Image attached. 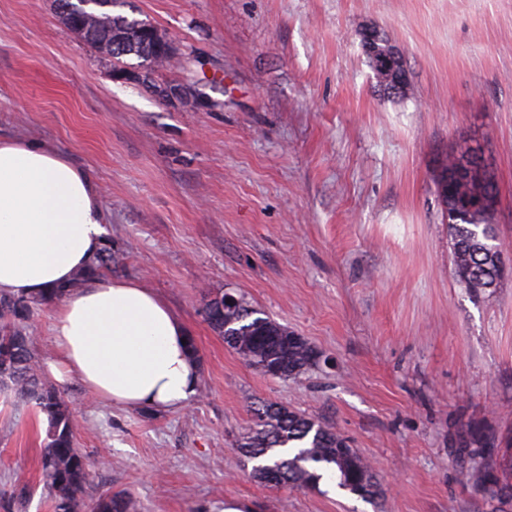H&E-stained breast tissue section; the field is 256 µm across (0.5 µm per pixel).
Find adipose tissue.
<instances>
[{
    "instance_id": "obj_1",
    "label": "adipose tissue",
    "mask_w": 512,
    "mask_h": 512,
    "mask_svg": "<svg viewBox=\"0 0 512 512\" xmlns=\"http://www.w3.org/2000/svg\"><path fill=\"white\" fill-rule=\"evenodd\" d=\"M93 177L62 152L0 138V293L37 296L69 285L106 234ZM70 287V285H69ZM57 378L130 409H169L199 384L184 322L153 291L106 277L70 287L55 309Z\"/></svg>"
}]
</instances>
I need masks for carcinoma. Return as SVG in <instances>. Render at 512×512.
Segmentation results:
<instances>
[{"instance_id": "1", "label": "carcinoma", "mask_w": 512, "mask_h": 512, "mask_svg": "<svg viewBox=\"0 0 512 512\" xmlns=\"http://www.w3.org/2000/svg\"><path fill=\"white\" fill-rule=\"evenodd\" d=\"M145 25L143 20L109 9L87 20L80 36L98 50L112 45L116 59L134 56L145 66L155 59L153 43L129 41ZM462 167V159L448 157L436 179L437 195L448 216L458 281L490 297L504 277L497 265L500 243L492 224L495 187L486 176L463 172ZM114 262L112 249H102L90 266L76 272L73 285L99 277ZM63 294L62 289L39 297L0 294V392L34 404L46 416L39 484L50 512H139V502L130 494L105 491L95 498L89 494L91 472L75 446L78 424L74 412L65 394L42 373L32 348L35 311ZM238 299L233 310L224 309V296L213 299L207 321L246 363L259 371L276 363L280 378H296L312 365L315 352L305 340L261 315L244 296ZM253 416V427L239 441L237 451L257 462L253 467L257 480H262L264 469L277 467L285 474L284 487L316 489L327 477L337 479L339 489L363 499L377 494L370 467L332 427L278 403L260 404L253 408ZM471 479L478 488L512 498V483L501 481L489 466L474 469Z\"/></svg>"}]
</instances>
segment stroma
<instances>
[{
  "mask_svg": "<svg viewBox=\"0 0 512 512\" xmlns=\"http://www.w3.org/2000/svg\"><path fill=\"white\" fill-rule=\"evenodd\" d=\"M180 57L150 86L67 28L55 0H0V138L66 154L101 190L106 246L195 340L199 396L131 410L75 378L61 388L93 463L92 492L140 512H512L477 491L512 455V274L487 297L454 274L435 180L475 160L498 194L512 267V0H125ZM383 30L412 94L379 90L360 45ZM189 84L201 100L168 102ZM243 295L307 340L295 379L249 367L208 324ZM272 401L335 428L375 468L379 497L273 488L236 449ZM488 441L470 452L471 433ZM45 415L0 394V512H49ZM25 500H17L20 488Z\"/></svg>",
  "mask_w": 512,
  "mask_h": 512,
  "instance_id": "stroma-1",
  "label": "stroma"
}]
</instances>
